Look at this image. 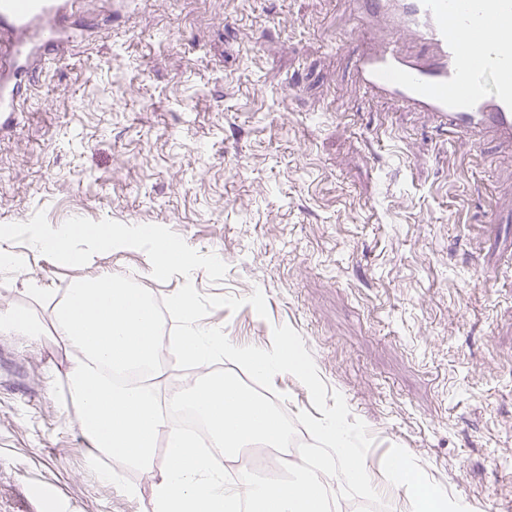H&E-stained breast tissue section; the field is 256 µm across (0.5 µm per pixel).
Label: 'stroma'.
Returning a JSON list of instances; mask_svg holds the SVG:
<instances>
[{"instance_id": "stroma-1", "label": "stroma", "mask_w": 512, "mask_h": 512, "mask_svg": "<svg viewBox=\"0 0 512 512\" xmlns=\"http://www.w3.org/2000/svg\"><path fill=\"white\" fill-rule=\"evenodd\" d=\"M351 0H82L83 34L46 62L0 129V224L45 212L169 228L221 256L161 283L147 257L60 265L25 243L41 299L0 265V512H147L152 485L89 449L50 326L67 288L109 274L162 299L191 282L251 306L205 324L243 346L299 332L343 395L383 512H412L388 461L470 512H512V148L448 138L353 75ZM15 331L24 332L37 341L44 335L45 328L39 320L21 314L12 307H1L0 333L6 335Z\"/></svg>"}]
</instances>
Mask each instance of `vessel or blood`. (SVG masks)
<instances>
[{"label": "vessel or blood", "mask_w": 512, "mask_h": 512, "mask_svg": "<svg viewBox=\"0 0 512 512\" xmlns=\"http://www.w3.org/2000/svg\"><path fill=\"white\" fill-rule=\"evenodd\" d=\"M77 0H0V29L13 37L0 72V122L17 111L39 59L79 35ZM363 30L382 32L355 60L364 92L430 113L450 136L512 141V0H352Z\"/></svg>", "instance_id": "vessel-or-blood-1"}]
</instances>
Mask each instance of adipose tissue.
<instances>
[{
  "label": "adipose tissue",
  "mask_w": 512,
  "mask_h": 512,
  "mask_svg": "<svg viewBox=\"0 0 512 512\" xmlns=\"http://www.w3.org/2000/svg\"><path fill=\"white\" fill-rule=\"evenodd\" d=\"M54 330L75 352L68 380L76 421L90 448L87 466L96 468L101 457L113 456L147 473L153 489L150 512H235L243 501L252 512H326V475L371 486L340 411L308 425L315 440L327 447L319 477L304 460L292 459L281 478L250 477L229 486L196 443L179 433L171 434L167 460L156 466L157 437L168 424L161 399L150 388L118 378L157 361V313L148 292L109 275L76 284L56 307Z\"/></svg>",
  "instance_id": "obj_1"
}]
</instances>
